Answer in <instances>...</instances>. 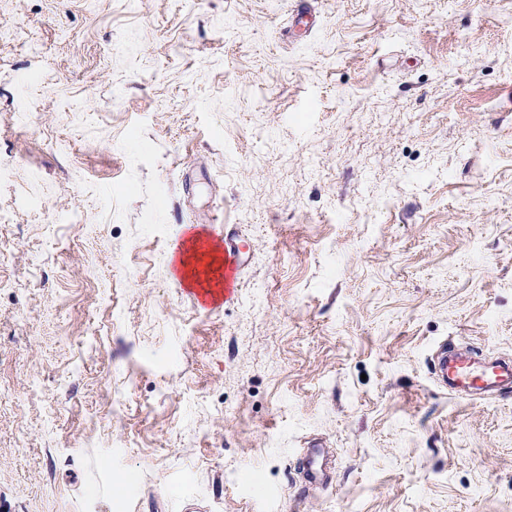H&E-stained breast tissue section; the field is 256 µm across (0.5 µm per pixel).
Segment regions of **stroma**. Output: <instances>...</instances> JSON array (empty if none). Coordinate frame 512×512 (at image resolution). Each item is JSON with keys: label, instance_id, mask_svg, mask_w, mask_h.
<instances>
[{"label": "stroma", "instance_id": "stroma-1", "mask_svg": "<svg viewBox=\"0 0 512 512\" xmlns=\"http://www.w3.org/2000/svg\"><path fill=\"white\" fill-rule=\"evenodd\" d=\"M292 2L0 0V512H512V0ZM214 239L220 243L224 252V302L234 293L239 275L247 262L248 244L234 230H228L224 225L212 226ZM219 230V232H218ZM190 249V255H193V258L196 261L202 262L205 257L209 258V261H207L202 268H199L192 265L188 258L181 260L180 268L183 272L184 278L191 286L199 285L203 280L207 283L208 288H220V274L217 275L219 267H214L217 262L216 248L213 246L204 248V245L196 240L192 243ZM208 288L202 289L201 291L188 289V291L194 295V298H192H196L198 302L210 300L215 303L219 300V295L214 296L210 294ZM438 384L459 398L478 391L512 387V362L486 363L455 353L442 344L434 356ZM316 450L311 454L305 453L303 469L309 480L315 483H325L328 481L327 453L322 448Z\"/></svg>", "mask_w": 512, "mask_h": 512}]
</instances>
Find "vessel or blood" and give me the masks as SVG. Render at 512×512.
Masks as SVG:
<instances>
[{
    "mask_svg": "<svg viewBox=\"0 0 512 512\" xmlns=\"http://www.w3.org/2000/svg\"><path fill=\"white\" fill-rule=\"evenodd\" d=\"M214 238L224 252V294L229 297L247 262L248 245L232 230L216 232ZM433 370L439 385L460 398L478 391L512 387V362L487 363L453 352L444 344L435 353ZM303 469L309 480L327 482L326 452L320 449L305 455Z\"/></svg>",
    "mask_w": 512,
    "mask_h": 512,
    "instance_id": "vessel-or-blood-1",
    "label": "vessel or blood"
}]
</instances>
